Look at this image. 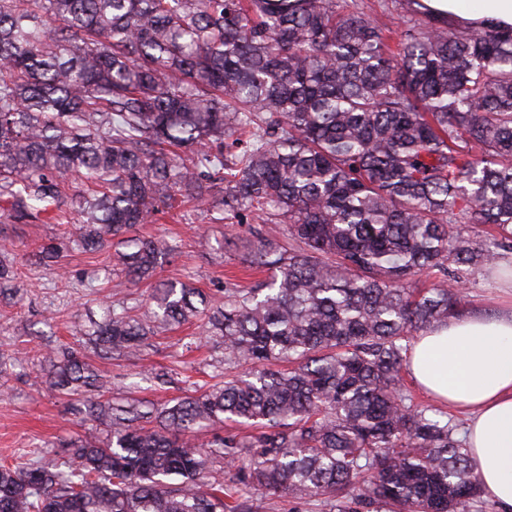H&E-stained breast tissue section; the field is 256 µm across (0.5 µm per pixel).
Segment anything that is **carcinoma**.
Masks as SVG:
<instances>
[{
	"instance_id": "carcinoma-1",
	"label": "carcinoma",
	"mask_w": 512,
	"mask_h": 512,
	"mask_svg": "<svg viewBox=\"0 0 512 512\" xmlns=\"http://www.w3.org/2000/svg\"><path fill=\"white\" fill-rule=\"evenodd\" d=\"M398 2L392 39L338 0H0V221L67 198L78 215L41 264L107 251L150 279L179 246L130 232L178 203L276 225L248 254L270 271L253 288L163 281L140 313L103 301L72 325L120 358L197 324L224 351L215 383L122 403L90 357L47 348L35 378L95 435L1 463L0 512H251L260 490L492 512L458 425L403 372L471 280L512 267V27ZM16 276L0 259L1 299ZM223 421L262 431L201 440Z\"/></svg>"
}]
</instances>
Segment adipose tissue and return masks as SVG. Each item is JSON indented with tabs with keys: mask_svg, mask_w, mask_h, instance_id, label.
Instances as JSON below:
<instances>
[{
	"mask_svg": "<svg viewBox=\"0 0 512 512\" xmlns=\"http://www.w3.org/2000/svg\"><path fill=\"white\" fill-rule=\"evenodd\" d=\"M437 17L512 26V0H422ZM414 382L471 414L469 459L495 512H512V308L478 311L423 331L408 355Z\"/></svg>",
	"mask_w": 512,
	"mask_h": 512,
	"instance_id": "obj_1",
	"label": "adipose tissue"
}]
</instances>
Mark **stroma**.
Segmentation results:
<instances>
[{
    "instance_id": "35a3bbf8",
    "label": "stroma",
    "mask_w": 512,
    "mask_h": 512,
    "mask_svg": "<svg viewBox=\"0 0 512 512\" xmlns=\"http://www.w3.org/2000/svg\"><path fill=\"white\" fill-rule=\"evenodd\" d=\"M75 220L71 213L63 222L0 224V240L15 244L9 258L18 272L19 288L15 303L0 304V354L19 347L35 362L49 344L85 353L83 337L67 331L71 322L87 321L100 301L121 300L131 294L144 298L154 288L151 280L131 285L123 273L109 268L101 255L69 254L64 259L68 269L64 278L36 264L32 253L37 246L71 231ZM264 229L257 220L216 223L197 212L183 222L169 218L139 224L134 232L140 236L161 234L178 243L180 252L160 272V279H180L213 294L228 285L249 288L265 278V271L250 268L246 261ZM93 270L99 273L97 286L85 288L81 281ZM197 333L193 325L160 333L139 354L103 361L99 367L111 375L115 390L128 386L133 398L164 403L184 394L186 380H205L213 372L217 353L207 347L186 348ZM161 368L177 373L178 383L159 388L144 380V373ZM91 432V425L73 420L63 397L24 376L22 367L0 363V458Z\"/></svg>"
}]
</instances>
